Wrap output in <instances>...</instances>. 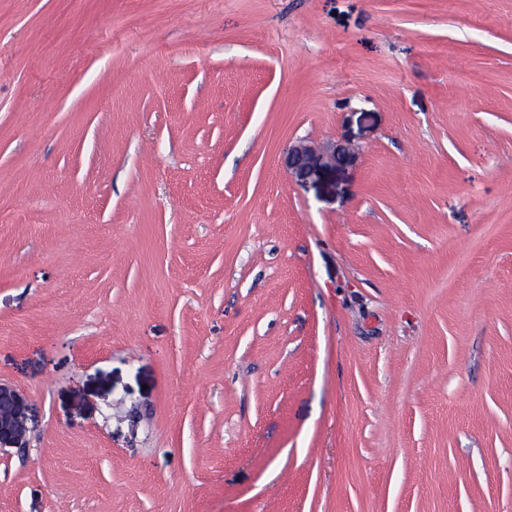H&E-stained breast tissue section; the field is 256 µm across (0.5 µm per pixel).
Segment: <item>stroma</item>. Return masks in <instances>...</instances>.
<instances>
[{"mask_svg":"<svg viewBox=\"0 0 512 512\" xmlns=\"http://www.w3.org/2000/svg\"><path fill=\"white\" fill-rule=\"evenodd\" d=\"M0 215V512H512V0H0ZM351 158L349 148L341 145L334 146L328 152H322L312 145L301 143L288 154L287 167L290 173L303 180L324 168L336 167ZM28 400L13 385L0 381V452L28 448L25 426Z\"/></svg>","mask_w":512,"mask_h":512,"instance_id":"1","label":"stroma"}]
</instances>
